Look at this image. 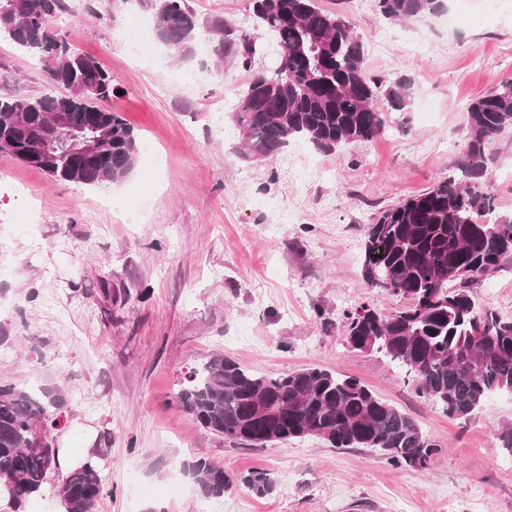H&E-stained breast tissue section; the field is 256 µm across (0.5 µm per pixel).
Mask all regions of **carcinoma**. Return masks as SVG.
<instances>
[{"mask_svg":"<svg viewBox=\"0 0 512 512\" xmlns=\"http://www.w3.org/2000/svg\"><path fill=\"white\" fill-rule=\"evenodd\" d=\"M23 2L17 10L12 0H0V39L37 52L49 81L68 93L0 100V139L11 138L4 151L57 180L95 187L124 182L138 165L141 143L121 113L98 105L114 93L112 75L53 33L62 0ZM142 2L155 18L159 42H174L171 51L180 57L192 53L204 31L215 56L245 68L261 50V37L280 45L275 69L252 77L231 115L245 160L273 158L298 139L333 153L372 140L393 114L409 111L413 80L402 77L382 88L384 80L366 74L363 44L350 23L316 0H250L255 25L245 33L220 18L201 21L189 0ZM445 8L446 0H377L380 15L391 22L428 19ZM22 113L45 132L50 165L28 158L26 132L7 129ZM466 123L452 173L380 211L366 228L365 286L409 305L390 315L365 304L343 312L351 349L370 348L389 359L419 396L455 419L473 415L492 392L512 394V319L478 309L473 294L474 284L512 258V246L499 244L512 239V215L496 213L495 197L484 189L491 147L512 131V82L473 99ZM72 127L81 136L101 137L103 154L75 156ZM176 398L203 430L233 445L262 446L270 433L284 443L314 437L331 448H369L393 465L420 469L438 451L408 414L360 380L321 367L271 377L218 354L191 371ZM259 399L285 414L259 416ZM69 412L61 394L47 405L30 390L0 384V499L14 512L61 467L52 431ZM496 447L512 456V423L501 427ZM106 452L96 445L62 474L58 496L65 512H93L105 492L98 466ZM182 471L207 497L224 496L234 480L204 457L183 463ZM242 482L259 494L272 487L265 471H252Z\"/></svg>","mask_w":512,"mask_h":512,"instance_id":"carcinoma-1","label":"carcinoma"}]
</instances>
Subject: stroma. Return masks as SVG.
Returning <instances> with one entry per match:
<instances>
[{"instance_id": "obj_1", "label": "stroma", "mask_w": 512, "mask_h": 512, "mask_svg": "<svg viewBox=\"0 0 512 512\" xmlns=\"http://www.w3.org/2000/svg\"><path fill=\"white\" fill-rule=\"evenodd\" d=\"M57 28L78 53L96 57L117 92L103 108L122 114L166 164L137 166L100 188L57 181L0 152V382L63 394L73 405L56 444L83 453L84 429L101 438L109 492L95 512H197L204 497L181 470L205 457L229 474H271L260 496L237 481L224 512H512V456L494 446L512 423V397L490 395L469 420L418 397L403 372L352 350L343 312L368 304L384 315L405 299L365 288L364 229L382 209L451 171L466 137V106L512 81V0H469L477 25L446 13L393 23L375 0H317L342 12L364 47L369 75L410 76L404 122L332 154L296 140L276 158L240 157L230 114L254 73L217 66L208 39L180 59L155 46L150 68L102 15L143 16L139 0H92ZM200 20L253 26L250 0H190ZM195 77L181 84L183 74ZM44 74L0 40V99L45 93ZM37 190L32 226L14 223L23 202L9 178ZM141 209L123 221L122 204ZM292 210L275 235L267 225ZM479 306L512 319V259L475 288ZM221 354L275 376L319 366L360 379L413 416L437 442L428 468L397 467L368 449L318 440L249 448L201 429L175 394L191 369Z\"/></svg>"}]
</instances>
